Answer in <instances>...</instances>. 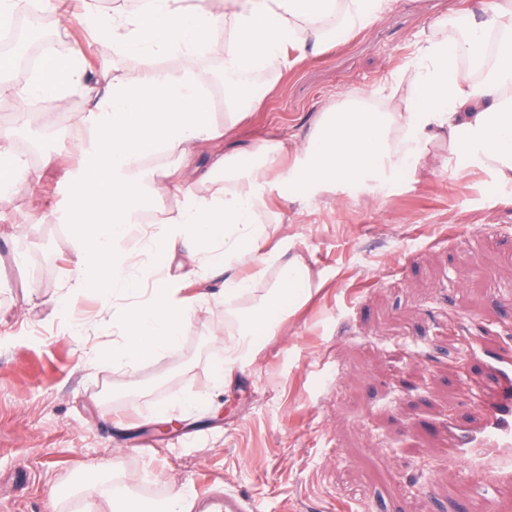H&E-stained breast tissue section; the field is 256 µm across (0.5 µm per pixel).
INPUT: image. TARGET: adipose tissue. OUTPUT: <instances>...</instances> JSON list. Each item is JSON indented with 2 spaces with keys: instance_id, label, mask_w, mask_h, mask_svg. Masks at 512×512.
Returning <instances> with one entry per match:
<instances>
[{
  "instance_id": "obj_1",
  "label": "adipose tissue",
  "mask_w": 512,
  "mask_h": 512,
  "mask_svg": "<svg viewBox=\"0 0 512 512\" xmlns=\"http://www.w3.org/2000/svg\"><path fill=\"white\" fill-rule=\"evenodd\" d=\"M393 0H143L131 13L84 24L103 48L129 59L125 74H105L87 88L83 67L67 56L46 57L27 84L0 78V95L21 100L51 96L66 103L87 95L86 119L94 140L83 150L79 192L71 222L82 262L76 289L124 301L116 327L113 367L134 370L175 351L187 324L206 310L208 294L182 297V279L164 265L182 252L196 260L194 275L224 272V320L234 326L214 385L228 387L257 351V333L276 334L312 296L313 274L294 237L265 244L279 223L274 199L307 205L326 194H374L402 175L446 166L430 142L447 140L449 155L492 174L512 188V0L454 19H435L417 42L402 81L392 79L384 101L376 91L349 93L312 119L300 143L271 137L246 148L222 150L256 102L259 75L287 69L373 24ZM180 61L178 72L157 68L159 54ZM224 63L223 77L203 70L202 56ZM224 84L225 113L205 109L210 89ZM0 126V199L35 190L24 158ZM158 153L176 163L148 167ZM173 199L160 224L141 221L148 191ZM246 309H235L241 299Z\"/></svg>"
}]
</instances>
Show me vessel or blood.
I'll use <instances>...</instances> for the list:
<instances>
[{
	"label": "vessel or blood",
	"mask_w": 512,
	"mask_h": 512,
	"mask_svg": "<svg viewBox=\"0 0 512 512\" xmlns=\"http://www.w3.org/2000/svg\"><path fill=\"white\" fill-rule=\"evenodd\" d=\"M493 383L477 402L478 422H448L444 434L452 459L486 471L473 484L469 512H488L502 486L512 482V351L491 346L479 350ZM212 512H255L253 503L233 495L211 498Z\"/></svg>",
	"instance_id": "vessel-or-blood-1"
}]
</instances>
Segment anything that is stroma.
I'll return each mask as SVG.
<instances>
[{
  "label": "stroma",
  "mask_w": 512,
  "mask_h": 512,
  "mask_svg": "<svg viewBox=\"0 0 512 512\" xmlns=\"http://www.w3.org/2000/svg\"><path fill=\"white\" fill-rule=\"evenodd\" d=\"M487 0H394L371 26L280 75L256 80L259 103L230 140L305 136L323 106L403 73L423 28L481 12ZM13 101L11 148L39 139L36 191L0 201V512H106L133 488L159 501L205 476L263 512H457L481 471L464 474L438 433L475 413L466 387L487 378L449 346L465 321L512 348V190L479 171L437 168L387 195L325 196L281 207L313 274L324 282L222 395L223 278L178 349L131 371L108 358L121 341L101 296L75 292L80 262L68 173L90 146L85 99H69L73 137L42 135ZM53 211L35 223V210ZM84 324L81 333L69 323ZM97 362H90V354ZM197 409L172 408L174 398ZM185 439L142 455L134 439ZM118 471L98 474L99 463Z\"/></svg>",
  "instance_id": "obj_1"
}]
</instances>
